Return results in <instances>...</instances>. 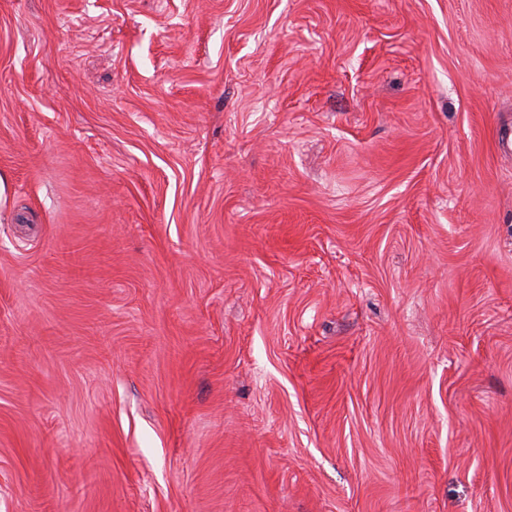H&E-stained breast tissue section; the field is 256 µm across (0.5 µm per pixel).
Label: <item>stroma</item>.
<instances>
[{
  "label": "stroma",
  "instance_id": "stroma-1",
  "mask_svg": "<svg viewBox=\"0 0 512 512\" xmlns=\"http://www.w3.org/2000/svg\"><path fill=\"white\" fill-rule=\"evenodd\" d=\"M512 0H0V512H512Z\"/></svg>",
  "mask_w": 512,
  "mask_h": 512
}]
</instances>
